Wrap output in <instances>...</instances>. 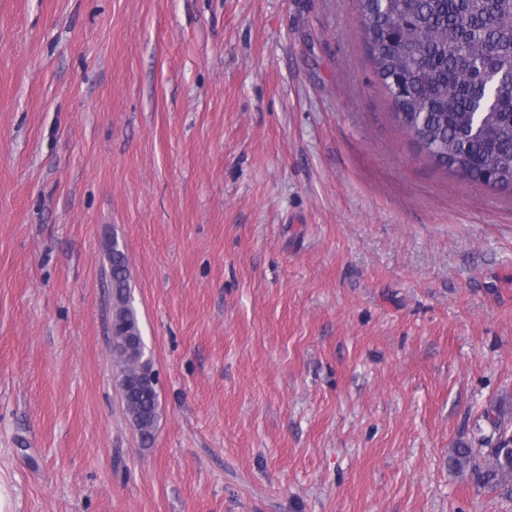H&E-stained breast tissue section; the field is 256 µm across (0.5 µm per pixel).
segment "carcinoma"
Segmentation results:
<instances>
[{
	"mask_svg": "<svg viewBox=\"0 0 512 512\" xmlns=\"http://www.w3.org/2000/svg\"><path fill=\"white\" fill-rule=\"evenodd\" d=\"M362 41L401 131L435 167L512 194V0H357ZM112 347L125 410L151 444L158 379L145 354L125 252L109 245ZM448 468L512 486V437L462 443Z\"/></svg>",
	"mask_w": 512,
	"mask_h": 512,
	"instance_id": "1",
	"label": "carcinoma"
}]
</instances>
